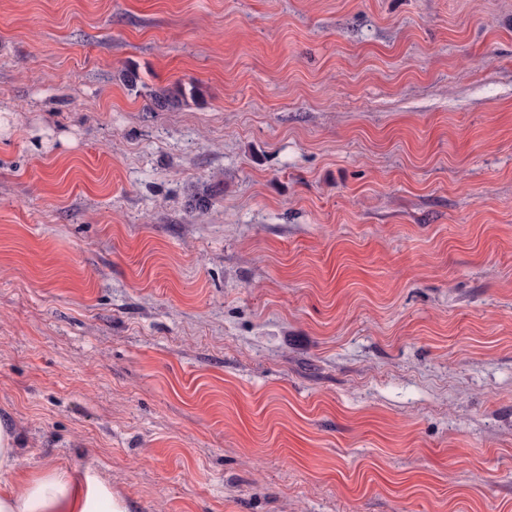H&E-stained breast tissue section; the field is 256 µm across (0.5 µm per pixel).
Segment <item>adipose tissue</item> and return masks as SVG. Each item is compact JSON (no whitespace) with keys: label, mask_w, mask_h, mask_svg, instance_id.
<instances>
[{"label":"adipose tissue","mask_w":512,"mask_h":512,"mask_svg":"<svg viewBox=\"0 0 512 512\" xmlns=\"http://www.w3.org/2000/svg\"><path fill=\"white\" fill-rule=\"evenodd\" d=\"M17 445L14 429L0 422V475L13 477L0 485V512H128L124 499L91 469L78 476L58 467L16 475Z\"/></svg>","instance_id":"ef3b65f1"}]
</instances>
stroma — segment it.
Here are the masks:
<instances>
[{"mask_svg":"<svg viewBox=\"0 0 512 512\" xmlns=\"http://www.w3.org/2000/svg\"><path fill=\"white\" fill-rule=\"evenodd\" d=\"M0 420L128 512H512V0H0Z\"/></svg>","mask_w":512,"mask_h":512,"instance_id":"1","label":"stroma"}]
</instances>
